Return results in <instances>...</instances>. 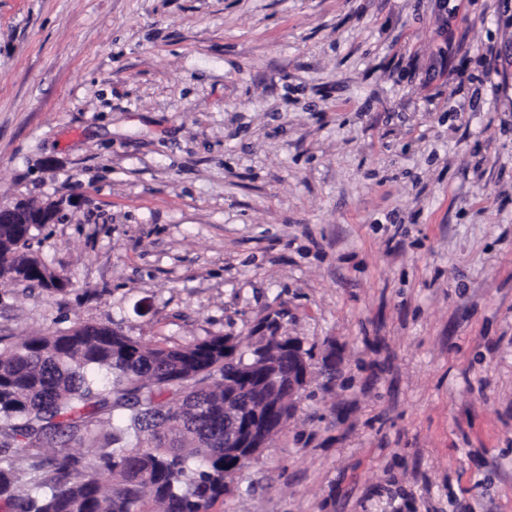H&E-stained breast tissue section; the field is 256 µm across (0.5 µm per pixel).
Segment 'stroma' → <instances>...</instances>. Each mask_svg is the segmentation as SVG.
<instances>
[{
  "label": "stroma",
  "instance_id": "stroma-1",
  "mask_svg": "<svg viewBox=\"0 0 512 512\" xmlns=\"http://www.w3.org/2000/svg\"><path fill=\"white\" fill-rule=\"evenodd\" d=\"M0 0V341L106 324L312 377L211 512H512V0ZM59 209V203H50L48 206L34 212H31L25 204L16 203L11 207L0 206V278L4 276L12 278L8 271L1 273V266L10 265L19 259L18 250L21 249L23 254L29 246L28 240H25L21 247L16 245L24 236L17 224H23L28 229L25 237L30 240L34 229H39L44 224H52L56 221ZM19 279L26 281L37 282L39 286H42L41 282L37 281L36 278L27 277H38L48 288L51 290H57L56 288H67L66 282L58 275L49 272L41 263L34 258H29L21 268V272L17 275ZM295 338L288 336V354L286 360L288 361V404L295 402L299 397L301 391L306 387L310 376V366L306 359V356L298 349V346L294 343ZM288 404H283L280 411L277 413L275 419L276 423L273 427L267 431L274 429V433H277L279 429L276 427L283 420V424L288 423V418L291 414L292 407L288 412Z\"/></svg>",
  "mask_w": 512,
  "mask_h": 512
}]
</instances>
